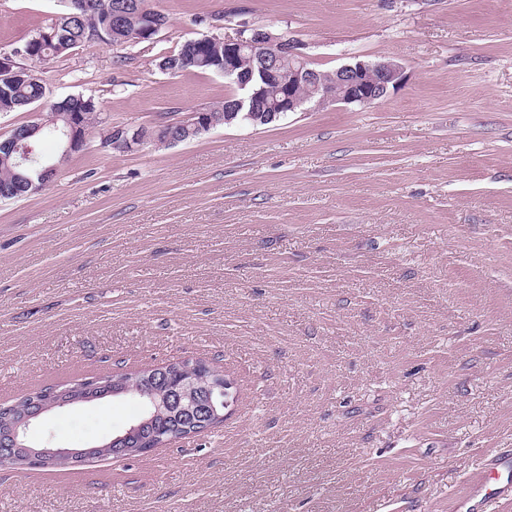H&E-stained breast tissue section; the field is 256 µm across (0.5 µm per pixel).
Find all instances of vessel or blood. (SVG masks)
<instances>
[{"label":"vessel or blood","mask_w":512,"mask_h":512,"mask_svg":"<svg viewBox=\"0 0 512 512\" xmlns=\"http://www.w3.org/2000/svg\"><path fill=\"white\" fill-rule=\"evenodd\" d=\"M489 502L512 508V449L488 451L468 474L462 492L451 497L448 512H485Z\"/></svg>","instance_id":"b4317fda"}]
</instances>
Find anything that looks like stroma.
Returning a JSON list of instances; mask_svg holds the SVG:
<instances>
[{"label":"stroma","mask_w":512,"mask_h":512,"mask_svg":"<svg viewBox=\"0 0 512 512\" xmlns=\"http://www.w3.org/2000/svg\"><path fill=\"white\" fill-rule=\"evenodd\" d=\"M153 39L36 65L107 125L222 101L157 60L224 12L333 70L400 63L368 106L118 152L91 138L45 190L0 200V403L147 365L234 380L224 421L133 459L0 467V512H448L512 448V0H152ZM62 0H0V51ZM136 403L53 412L29 437L84 448Z\"/></svg>","instance_id":"1"}]
</instances>
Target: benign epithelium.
I'll use <instances>...</instances> for the list:
<instances>
[{
    "label": "benign epithelium",
    "mask_w": 512,
    "mask_h": 512,
    "mask_svg": "<svg viewBox=\"0 0 512 512\" xmlns=\"http://www.w3.org/2000/svg\"><path fill=\"white\" fill-rule=\"evenodd\" d=\"M156 9L150 2L136 6L137 19L143 22L142 34L151 39L162 27L156 24ZM306 44L297 39L284 38L267 29L240 27L235 36L224 39V68L220 74L235 78L242 90V97L237 100V111L245 113L252 120L255 113L269 109L272 116L279 119L291 112H303L308 107L315 108L333 104L372 105L384 101L391 92L397 90L404 82V67L393 60L363 61L355 60L336 68L337 91L328 88L322 90L321 97L313 100L297 93V86L312 85L316 88L322 83L321 75L308 67ZM16 51L0 52V81L8 82L15 75ZM248 56V62H257V72L265 82H279L288 77V93L277 103L269 105L261 100L258 92L249 91V80L239 70L242 56ZM288 65V73H283V65ZM183 127H190L197 133L211 131V126L197 110L187 113L181 119ZM65 142L63 153L56 163H42L36 153L34 142L16 134L0 140V158L14 157V166L19 169L17 177L27 187L37 190L41 183L55 177L70 156L80 149L84 140L79 126L73 121L66 122L62 130ZM149 145V140L142 136L141 129L133 131L124 129L114 137L111 148L121 152L138 151ZM183 370L178 379V394L173 406L177 411L191 418V425L186 427L191 436L209 428L213 421L224 418L237 402V390L234 381L226 375L216 374L209 367L198 362H181ZM135 391L134 380L116 377H90L77 384L55 390L54 394L42 401H34L29 411L15 417L9 424V441L7 448H22L28 453V460L43 461L47 458L56 463L92 460L95 447L89 448H35L30 445L28 431L30 427L44 418L49 412L80 403L91 402L108 394L112 396L127 395ZM144 421H132L122 432L112 435L110 444L117 448L123 458H133L146 453L143 442L138 440L139 431Z\"/></svg>",
    "instance_id": "benign-epithelium-1"
}]
</instances>
